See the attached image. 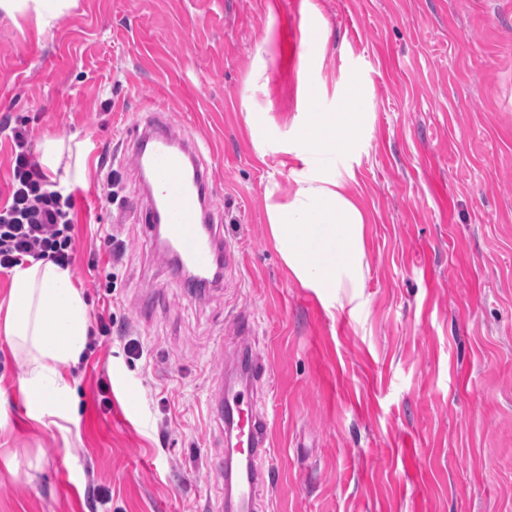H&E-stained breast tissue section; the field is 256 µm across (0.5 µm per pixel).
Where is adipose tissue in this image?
<instances>
[{
  "label": "adipose tissue",
  "mask_w": 512,
  "mask_h": 512,
  "mask_svg": "<svg viewBox=\"0 0 512 512\" xmlns=\"http://www.w3.org/2000/svg\"><path fill=\"white\" fill-rule=\"evenodd\" d=\"M75 4L76 0H0V12L11 16L31 10L48 27L59 23ZM244 121L258 156L278 150L299 163L286 200L277 199V184L268 185L265 192L270 236L289 273L324 307H365L370 217L352 188L354 169L339 172L329 163L331 157L354 153L364 133L365 115L355 97L344 95L334 112L296 113L282 127L261 112L245 113ZM63 147V141H46L42 165L50 180L65 189L83 175L84 160L64 163ZM87 328V305L69 268L50 262L13 268L0 329L31 357L23 386L34 416L61 411L60 401L70 389L64 368L78 360Z\"/></svg>",
  "instance_id": "adipose-tissue-1"
}]
</instances>
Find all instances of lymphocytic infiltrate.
<instances>
[{
  "label": "lymphocytic infiltrate",
  "mask_w": 512,
  "mask_h": 512,
  "mask_svg": "<svg viewBox=\"0 0 512 512\" xmlns=\"http://www.w3.org/2000/svg\"><path fill=\"white\" fill-rule=\"evenodd\" d=\"M12 164L0 204V272L28 262L66 267L75 259L73 193L51 189L32 149L27 123L7 126Z\"/></svg>",
  "instance_id": "f902f5d3"
}]
</instances>
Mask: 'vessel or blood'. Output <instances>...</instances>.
I'll return each instance as SVG.
<instances>
[{"label":"vessel or blood","mask_w":512,"mask_h":512,"mask_svg":"<svg viewBox=\"0 0 512 512\" xmlns=\"http://www.w3.org/2000/svg\"><path fill=\"white\" fill-rule=\"evenodd\" d=\"M197 141L176 139L169 128L155 123L138 139L131 157L139 170L149 172L167 241L179 259L201 273L210 272L216 259L226 265L237 261L232 246H221L204 208L211 196L208 170L196 166ZM210 416L227 433L235 434L236 465L218 462L214 473L224 486L220 512H257L262 488L271 485L275 471L270 462L268 425L250 387L229 381L218 385Z\"/></svg>","instance_id":"b4317fda"}]
</instances>
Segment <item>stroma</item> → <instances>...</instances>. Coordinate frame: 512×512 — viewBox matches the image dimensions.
I'll return each instance as SVG.
<instances>
[{
    "instance_id": "stroma-1",
    "label": "stroma",
    "mask_w": 512,
    "mask_h": 512,
    "mask_svg": "<svg viewBox=\"0 0 512 512\" xmlns=\"http://www.w3.org/2000/svg\"><path fill=\"white\" fill-rule=\"evenodd\" d=\"M77 2L52 28L0 13V127L28 121L37 152L84 143L70 271L89 316L111 303L112 333L67 367L68 413L36 419L25 357L0 331V512H92L93 482L112 512H213L224 431L208 405L237 314L265 367L254 395L277 468L260 512H512V0H314L328 41L311 109L335 111L349 88L370 114L356 157L336 161L371 218L356 312L289 274L264 193L273 181L287 197L293 164L259 159L244 122L248 107L280 125L297 110L305 0ZM157 115L202 145L240 255L200 298L160 256L124 150Z\"/></svg>"
}]
</instances>
